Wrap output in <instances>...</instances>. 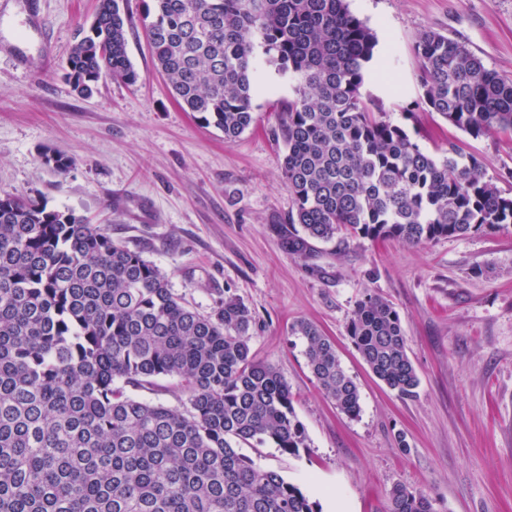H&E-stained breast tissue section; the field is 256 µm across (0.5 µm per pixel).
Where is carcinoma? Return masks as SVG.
Masks as SVG:
<instances>
[{
	"label": "carcinoma",
	"mask_w": 512,
	"mask_h": 512,
	"mask_svg": "<svg viewBox=\"0 0 512 512\" xmlns=\"http://www.w3.org/2000/svg\"><path fill=\"white\" fill-rule=\"evenodd\" d=\"M123 0H98L67 62L74 91L104 77L138 81ZM146 33L180 107L235 141L257 121L267 69L293 81L277 112L283 176L294 210L288 253L341 229L371 241L422 244L512 228V197L481 162L448 143L440 158L362 94L388 55L347 0H153ZM422 104L478 138L512 133V81L465 45L433 31L415 45ZM65 174L72 160L47 149ZM253 315L226 295L190 306L154 263L98 225L30 196L0 194V512H319L302 489L238 453L271 443L306 447L288 383L251 352ZM307 365L350 418L358 385L335 344L299 321ZM347 333L373 375L401 398L419 379L398 310L376 294L355 306ZM159 378L185 400L131 395ZM385 512H436L395 485Z\"/></svg>",
	"instance_id": "obj_1"
}]
</instances>
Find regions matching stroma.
<instances>
[{"label":"stroma","mask_w":512,"mask_h":512,"mask_svg":"<svg viewBox=\"0 0 512 512\" xmlns=\"http://www.w3.org/2000/svg\"><path fill=\"white\" fill-rule=\"evenodd\" d=\"M151 4L124 6L137 83L103 80L83 97L64 64L96 0H0V193L46 200L107 229L199 311L241 298L255 318L252 352L287 381L307 436L296 456L271 444L241 452L299 486L321 512L329 491L348 512H382L398 483L424 492L437 512H512V230L420 245L342 232L314 243L308 258L288 254L294 203L276 114L291 86L268 74L254 94L256 125L225 142L180 108L156 68L144 26ZM348 4L396 58L393 70L373 73L365 94L425 151L455 143L512 194V135L475 138L420 107L414 53L418 36L436 31L512 81V0ZM46 149L73 159L66 174L43 164ZM146 204L154 223L136 219ZM368 292L401 315L420 379L415 397L377 380L347 334ZM300 320L334 340L359 387L357 418L318 389L291 333Z\"/></svg>","instance_id":"stroma-1"}]
</instances>
